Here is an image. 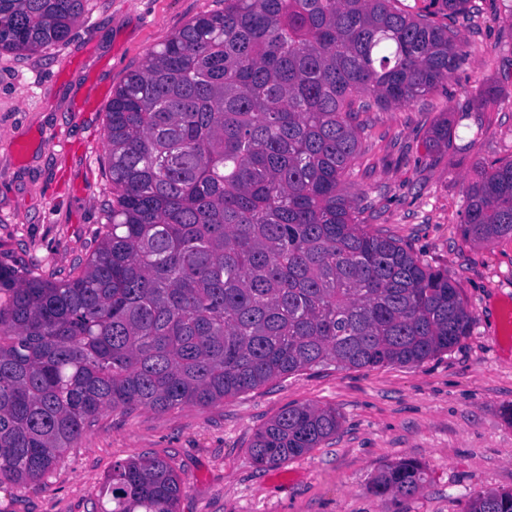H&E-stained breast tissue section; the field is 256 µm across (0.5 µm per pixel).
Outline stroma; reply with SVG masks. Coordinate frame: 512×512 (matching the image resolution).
<instances>
[{
  "label": "stroma",
  "instance_id": "obj_1",
  "mask_svg": "<svg viewBox=\"0 0 512 512\" xmlns=\"http://www.w3.org/2000/svg\"><path fill=\"white\" fill-rule=\"evenodd\" d=\"M465 62L447 86L360 116L361 152L342 185L371 230L447 269L472 316L447 352L416 365L301 371L207 407L103 413L44 481L0 486V512H93L118 461L175 468L179 512H466L487 491L512 492V238H463L474 165L512 159V0H469ZM223 0H87L69 38L35 54L0 52V266L60 280L87 261L112 197L104 168L114 90L147 51ZM500 96L464 117L481 85ZM456 120L448 149L432 125ZM334 408L335 436L276 468L257 466V430L285 408ZM421 463L424 487L383 500L386 465ZM455 135L452 121L444 118L436 122L431 130V135L426 140L428 151H438L441 148L448 149V145L452 142Z\"/></svg>",
  "mask_w": 512,
  "mask_h": 512
}]
</instances>
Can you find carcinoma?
<instances>
[{
    "instance_id": "obj_1",
    "label": "carcinoma",
    "mask_w": 512,
    "mask_h": 512,
    "mask_svg": "<svg viewBox=\"0 0 512 512\" xmlns=\"http://www.w3.org/2000/svg\"><path fill=\"white\" fill-rule=\"evenodd\" d=\"M467 4L224 0L146 54L106 113L112 200L91 258L59 281L0 269V486L44 478L107 409L207 406L329 363L417 364L467 335L448 272L369 231L341 189L357 113L406 106L464 63ZM83 12L0 0V52L64 42ZM454 135L436 122L428 151ZM475 171L463 237L512 238V160ZM338 428L331 408L289 407L252 458L280 466ZM424 482L404 460L371 491ZM180 495L168 461L116 462L96 512H177ZM467 512H512V492Z\"/></svg>"
}]
</instances>
